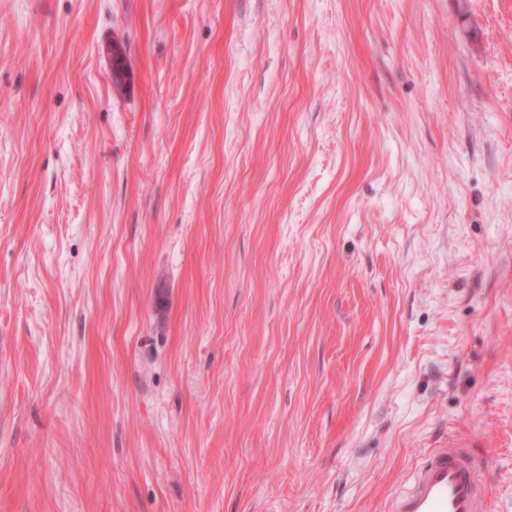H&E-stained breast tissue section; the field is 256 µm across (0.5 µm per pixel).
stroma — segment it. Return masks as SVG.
Returning a JSON list of instances; mask_svg holds the SVG:
<instances>
[{
    "label": "stroma",
    "instance_id": "1",
    "mask_svg": "<svg viewBox=\"0 0 512 512\" xmlns=\"http://www.w3.org/2000/svg\"><path fill=\"white\" fill-rule=\"evenodd\" d=\"M449 439L512 512V0H0V512H385Z\"/></svg>",
    "mask_w": 512,
    "mask_h": 512
}]
</instances>
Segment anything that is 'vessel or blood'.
I'll use <instances>...</instances> for the list:
<instances>
[{
    "label": "vessel or blood",
    "mask_w": 512,
    "mask_h": 512,
    "mask_svg": "<svg viewBox=\"0 0 512 512\" xmlns=\"http://www.w3.org/2000/svg\"><path fill=\"white\" fill-rule=\"evenodd\" d=\"M475 463L462 444L448 441L430 450L408 486L391 497L387 512H485V494Z\"/></svg>",
    "instance_id": "obj_1"
}]
</instances>
